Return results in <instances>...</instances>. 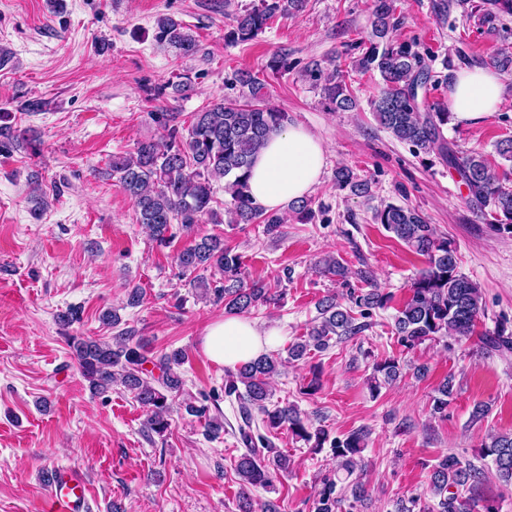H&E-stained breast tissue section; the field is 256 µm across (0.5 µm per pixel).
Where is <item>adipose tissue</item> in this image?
Wrapping results in <instances>:
<instances>
[{
  "label": "adipose tissue",
  "mask_w": 512,
  "mask_h": 512,
  "mask_svg": "<svg viewBox=\"0 0 512 512\" xmlns=\"http://www.w3.org/2000/svg\"><path fill=\"white\" fill-rule=\"evenodd\" d=\"M504 87L491 68L473 66L455 72L448 107L460 123L478 120L505 104ZM328 148L322 138L304 125L291 123L271 134L256 155L249 178L256 206L274 211L307 196L322 177ZM276 325H259L242 316H227L208 324L202 348L212 361L227 367L254 360L280 336Z\"/></svg>",
  "instance_id": "1"
}]
</instances>
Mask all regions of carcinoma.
<instances>
[{"mask_svg":"<svg viewBox=\"0 0 512 512\" xmlns=\"http://www.w3.org/2000/svg\"><path fill=\"white\" fill-rule=\"evenodd\" d=\"M308 0H259V3L235 15L224 39L244 43L254 39L278 14L299 13ZM394 0H376L371 39L357 60L364 72H378L384 86L371 100L372 111L379 124L396 140L407 143L418 152L434 153L456 169L468 190V203L481 212L490 209L491 226L497 230L512 229V187L505 184L508 172L498 176L480 153L458 156L453 145L443 137L442 127L451 113L443 107L424 112L425 102L419 92L427 91L431 75L415 43L395 37L398 22L394 17ZM154 40L183 56L198 52L196 38L171 16L157 20ZM324 101L333 110H350L356 97L336 72L324 73L319 64L309 69ZM237 98H218L193 115L187 128L179 124L178 112H154L153 120L165 131L161 142L143 141L134 152L112 156V174L118 176L122 191L135 206L138 223L144 225L153 240L167 244L172 239L171 227L177 223L186 229L206 218L221 223L211 207L212 182L224 180L231 197L228 210L230 224H261L267 235L280 233L284 218L277 212H266L254 206L248 193L252 160L270 133L291 122L284 110L264 103L265 83L250 72H238L233 79ZM336 184L354 195L369 192L368 183L357 179L352 169L336 171ZM384 229L409 249L425 258V267L412 278L409 296L396 309L394 326L402 346L411 349L427 340L452 337L457 341L476 334L478 322L485 316L482 288L458 271L456 249L448 239L436 235L435 228L418 210L389 203L375 214ZM176 264L181 275L200 269H212L220 278L214 282L198 275L196 288L224 301L225 313L248 314L260 305H271L276 295L265 285H243L241 256L224 245L218 235H206L194 245L180 251ZM350 306L345 307L334 296L317 304L318 316L304 339L288 346V361L304 359L308 352L327 350L332 340L340 341L366 330V319L372 311L389 307L392 295L374 287L366 292H349ZM68 347L90 388L102 394L114 385H122L134 394L149 411L146 429L158 435L170 427V404L167 393L178 391L182 379L177 373L185 355L181 350L149 355L147 344L132 328L121 329L112 341L101 342L91 337L70 336ZM485 344L493 349L512 351V333L499 329L486 335ZM151 363L159 376L145 368ZM282 360L263 354L227 372L224 396L238 397L244 407V425L239 437L245 451L239 456L235 471L241 481L239 512H253L248 494L251 487H267L281 472H288V456L274 451L268 437L260 433L288 426L294 436L320 448L326 432L302 418L295 405H269V379L278 372ZM383 380L393 381L400 374L398 361L388 359L375 366ZM454 377L447 375L440 383L433 412L448 409V398L454 394ZM245 391H240V388ZM367 434L354 431L332 442L338 467L321 479L322 487L312 501V512H338L343 504L355 508L364 493L362 486L351 480ZM482 457L492 458L499 479L512 485V434H496L483 444ZM484 477L482 469L454 455H444L432 467L430 491L439 498L438 512H473L476 499L462 498L450 491L458 485L476 487ZM346 484L342 491L337 486ZM419 512H431L433 506L412 501Z\"/></svg>","mask_w":512,"mask_h":512,"instance_id":"1","label":"carcinoma"}]
</instances>
